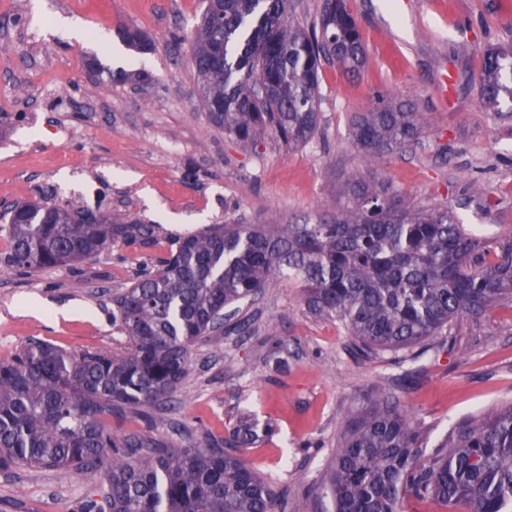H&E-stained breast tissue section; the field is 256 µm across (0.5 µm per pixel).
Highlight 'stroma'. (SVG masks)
I'll return each mask as SVG.
<instances>
[{
    "label": "stroma",
    "mask_w": 512,
    "mask_h": 512,
    "mask_svg": "<svg viewBox=\"0 0 512 512\" xmlns=\"http://www.w3.org/2000/svg\"><path fill=\"white\" fill-rule=\"evenodd\" d=\"M203 0H0V202L33 200L49 186L120 218L154 224L156 242H117L79 264L35 275L0 271V360L40 339L66 351L124 353L112 299L177 237L214 224L288 223L333 212L348 176L388 182L412 205H449L487 240L512 236V114L485 111L477 78L490 46L512 47V0H348L363 37L358 74L324 65L320 130L283 143L273 130L241 147L212 126L188 42ZM86 26L84 40L59 27ZM154 43L138 55L121 38ZM98 58L100 70L87 63ZM146 70L153 81H125ZM452 78L440 100L441 74ZM415 102L429 123L418 142L375 161L350 122L378 95ZM480 195H472L470 183ZM249 334L196 343L174 409L154 437L173 446L228 437L240 413L274 432L243 452L261 476L301 494L325 482L344 418L385 387L429 447L454 425L512 405V300L446 335L362 360L339 322L305 310L302 290L272 278L248 309ZM276 347L285 367L264 352ZM92 493L71 469L0 470V512H75Z\"/></svg>",
    "instance_id": "stroma-1"
}]
</instances>
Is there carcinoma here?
Returning <instances> with one entry per match:
<instances>
[{
	"mask_svg": "<svg viewBox=\"0 0 512 512\" xmlns=\"http://www.w3.org/2000/svg\"><path fill=\"white\" fill-rule=\"evenodd\" d=\"M288 0H208L188 36L197 90L210 123L237 142L270 127L288 145L319 130L318 86L325 64L349 73L364 60L347 0H323L309 28L288 16ZM138 53L154 49L124 33ZM483 108L512 112V48H488L478 80ZM426 113L384 99L352 118L357 148L370 160L416 143ZM347 204L289 224H218L178 238L176 248L113 299L112 320L129 337L124 354H71L31 341L0 361V469H72L103 486L102 500L77 512H404L408 497L454 512H512V406L460 420L447 443L428 448L409 413L384 388L347 415L330 477L300 496L277 488L238 455L257 441L240 423L230 439L175 448L149 430L120 435L108 419L129 414L154 426L174 401L198 341L247 334L242 314L268 281L302 288L316 317L349 331L354 353L377 358L442 335L452 320L480 317L512 296V238L487 244L451 207H416L384 181L352 175ZM57 192L0 209L9 251L0 269L23 274L80 261L122 240L148 243L138 219L89 224L93 209L60 203Z\"/></svg>",
	"mask_w": 512,
	"mask_h": 512,
	"instance_id": "1",
	"label": "carcinoma"
}]
</instances>
